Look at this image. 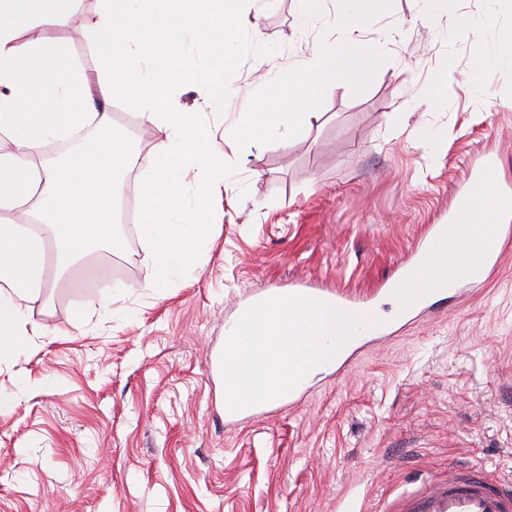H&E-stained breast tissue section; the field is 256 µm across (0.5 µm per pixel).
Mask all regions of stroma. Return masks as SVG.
I'll use <instances>...</instances> for the list:
<instances>
[{
	"mask_svg": "<svg viewBox=\"0 0 512 512\" xmlns=\"http://www.w3.org/2000/svg\"><path fill=\"white\" fill-rule=\"evenodd\" d=\"M346 0H271L242 31L226 98L181 87L228 152L216 227L156 287L135 224L120 248L53 263L41 336L0 357V512H386L397 491L468 464L512 480V243L472 291L400 316L378 284L444 224L473 164L512 189V69L492 33L507 0H389L362 28L364 75L326 89L286 140L247 130L251 100L343 46ZM448 82H438L442 73ZM304 281L374 294L383 330L293 409L232 422L210 363L247 299ZM119 300L104 309L108 294Z\"/></svg>",
	"mask_w": 512,
	"mask_h": 512,
	"instance_id": "stroma-1",
	"label": "stroma"
}]
</instances>
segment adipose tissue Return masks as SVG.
I'll use <instances>...</instances> for the list:
<instances>
[{"mask_svg": "<svg viewBox=\"0 0 512 512\" xmlns=\"http://www.w3.org/2000/svg\"><path fill=\"white\" fill-rule=\"evenodd\" d=\"M266 0H98L80 15L81 0H0V355L21 337L38 334L28 311L47 287L48 251L70 258L112 246L126 178L142 169L138 231L170 269L197 266L201 242L213 231V202L224 184V158L214 151L195 113L176 111L178 85L192 84L208 101L224 97V69L235 60L238 34ZM58 30L55 38L45 37ZM87 50L71 52L68 30ZM193 39L197 54L184 49ZM369 49L349 39L324 49L288 77L291 104L256 101L262 134L280 136L318 119L328 86L361 75ZM208 65H200L199 56ZM124 92L154 137L141 156L112 122L116 92ZM78 139L75 152L46 162L49 143ZM195 169L193 203L184 200L183 173Z\"/></svg>", "mask_w": 512, "mask_h": 512, "instance_id": "obj_1", "label": "adipose tissue"}]
</instances>
